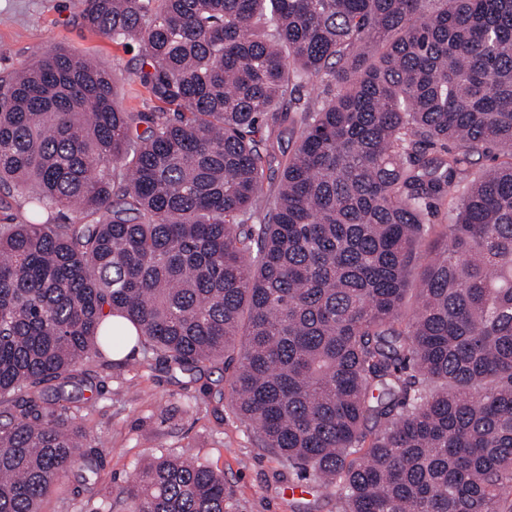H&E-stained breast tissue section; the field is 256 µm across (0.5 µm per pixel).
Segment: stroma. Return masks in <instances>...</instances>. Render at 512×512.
<instances>
[{
	"label": "stroma",
	"instance_id": "obj_1",
	"mask_svg": "<svg viewBox=\"0 0 512 512\" xmlns=\"http://www.w3.org/2000/svg\"><path fill=\"white\" fill-rule=\"evenodd\" d=\"M82 0H0V77L61 45L70 53L122 74L121 106L150 112L154 104L133 79L137 50L112 44L82 24ZM93 386L84 390L89 408L83 425L89 446L102 456L101 478L74 501L49 499L45 512H125L120 502L127 479L157 450L187 453L223 473L226 512H340L334 494L302 487L297 473L259 447L229 401L205 397L203 382L228 390L220 368L206 377L176 370L136 351L121 361L87 364Z\"/></svg>",
	"mask_w": 512,
	"mask_h": 512
}]
</instances>
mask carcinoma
<instances>
[{"label": "carcinoma", "instance_id": "cac0c4a2", "mask_svg": "<svg viewBox=\"0 0 512 512\" xmlns=\"http://www.w3.org/2000/svg\"><path fill=\"white\" fill-rule=\"evenodd\" d=\"M82 19L138 45L156 109L124 111L122 78L61 47L0 77V512L100 478L74 392L127 343L108 314L173 369L222 364L259 446L341 512H512V0H83ZM123 494L227 499L169 452Z\"/></svg>", "mask_w": 512, "mask_h": 512}]
</instances>
